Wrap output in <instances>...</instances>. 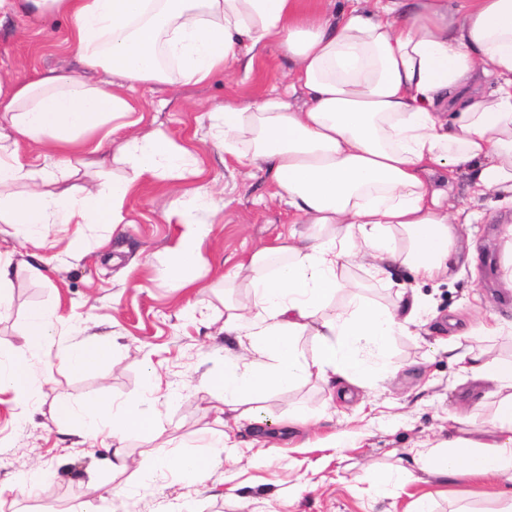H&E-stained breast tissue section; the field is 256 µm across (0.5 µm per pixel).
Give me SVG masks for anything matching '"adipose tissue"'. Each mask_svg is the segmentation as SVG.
<instances>
[{
	"label": "adipose tissue",
	"instance_id": "ef3b65f1",
	"mask_svg": "<svg viewBox=\"0 0 512 512\" xmlns=\"http://www.w3.org/2000/svg\"><path fill=\"white\" fill-rule=\"evenodd\" d=\"M333 0H0V19L33 13L69 19L71 48L86 67L110 75L96 86L47 74L16 82L0 78V222L34 236L46 224H123L132 189L145 180L183 178L185 152L166 132H140L142 118L127 96L134 85L201 84L239 61L241 51L273 44L288 55L291 86L308 102L297 108L282 94L224 107L214 146L244 169H265L275 199L293 214L285 240L236 263L228 288H250L249 309H228L225 335L246 342L247 354L225 353L208 383L238 419L251 420L248 402L309 378L342 379L359 388L378 385L394 366L386 352L408 332L418 298L389 309L364 300L331 307L350 292L344 269L358 263L388 283L397 268L436 280L448 271L456 227L475 213L448 205L427 176L467 175L475 195L512 204V0H350L338 17ZM100 137L89 140L88 135ZM90 164L123 163L111 186L57 189L74 146ZM28 148L49 168L20 157ZM218 211L206 185L172 195L167 219L184 230L169 251L165 278L193 285L207 266L202 245L210 227L190 219ZM55 311L30 312L29 353L0 358V392L32 395L46 378L36 363L55 334ZM313 336L318 351L302 356L296 336ZM447 350L466 378L481 383L474 410H488L494 440L456 436L416 450L412 468L376 481L391 496L414 471L438 479H512V359ZM63 434L117 443L137 436L148 447L152 474L186 486L202 485L222 449L200 456L155 449L157 418L135 405L106 399L55 406Z\"/></svg>",
	"mask_w": 512,
	"mask_h": 512
}]
</instances>
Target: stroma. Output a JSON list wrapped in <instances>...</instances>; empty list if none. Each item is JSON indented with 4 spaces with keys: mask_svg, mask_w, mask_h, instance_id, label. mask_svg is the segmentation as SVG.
<instances>
[{
    "mask_svg": "<svg viewBox=\"0 0 512 512\" xmlns=\"http://www.w3.org/2000/svg\"><path fill=\"white\" fill-rule=\"evenodd\" d=\"M71 30L65 19L8 16L0 22V72L31 80L52 71L102 83L103 72L83 68L74 57ZM290 67L288 57L272 45L253 55L250 68L230 67L176 94L164 85L135 87L130 97L142 112V130L162 128L186 150L196 172L134 189L127 201L129 223L114 230L102 224H53L47 247L37 251L16 237L11 225L0 223V255L17 263L36 251L53 267L46 280L28 273L14 278L7 290L9 311L0 317V354H27L30 309L51 307L57 318L47 350L54 361L48 383L29 399L0 393V485L5 488L0 512H39L46 502L58 512H73L92 487L104 484L124 493L127 512H410L421 497L430 499L433 512L506 507L512 480L504 477L444 481L419 472L386 499L374 496L367 479L368 473L406 464L413 449L454 434L492 439L478 416L449 426V414L467 411L482 387L463 378L441 343L457 331L464 348L512 358V335L486 336L478 330L488 308L512 319V291L500 282L498 241L500 225L512 224V207L473 196L464 175L449 184L438 174L430 178L433 188L447 189L449 204L477 215L460 234L458 259L445 276L423 282L402 270L393 283L379 284L358 265L345 271L360 299L389 307L404 290L424 304L410 333L394 336L389 346L388 358L398 372L368 395L333 399L314 377L288 391L270 392L259 419L239 423L235 448L197 488L170 478L149 481L130 471L109 473L111 439L100 435L73 444L51 417L61 401L105 396L121 405L139 403L153 411L163 440L178 452L206 451L215 417L232 420V413L222 410L221 392L201 389L223 367L225 349L243 350L221 332L224 307L251 304L252 294L247 288H225L224 271L286 235L292 216L285 204L271 199L265 171L225 161L223 152L202 138L221 124V108L228 102L285 93L295 106H304V94L288 90ZM200 184L212 186L224 201L218 212L194 214L212 226L202 246L208 272L198 287L174 288L163 270L182 227L167 222L163 205L169 190ZM76 236L82 246L78 253L69 249ZM472 248L477 257L471 266L466 258ZM84 340L110 345V356L85 374L56 363L59 352ZM150 369L162 381L151 395L144 388ZM297 412L310 415L312 424L291 425ZM37 471L48 479L32 494L9 491L17 475Z\"/></svg>",
    "mask_w": 512,
    "mask_h": 512,
    "instance_id": "1",
    "label": "stroma"
}]
</instances>
